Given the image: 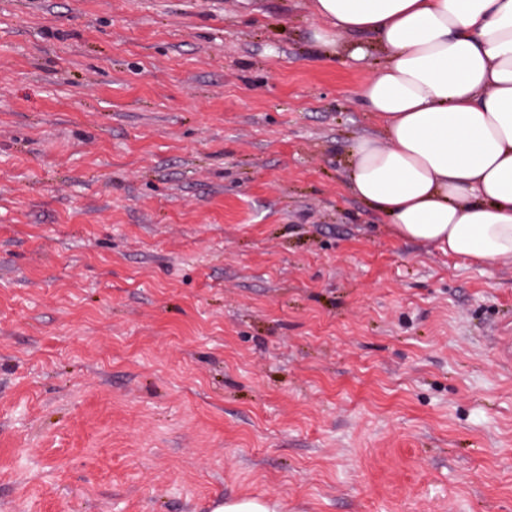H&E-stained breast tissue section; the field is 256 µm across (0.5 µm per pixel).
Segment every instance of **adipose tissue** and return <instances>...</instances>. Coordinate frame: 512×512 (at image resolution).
<instances>
[{
	"mask_svg": "<svg viewBox=\"0 0 512 512\" xmlns=\"http://www.w3.org/2000/svg\"><path fill=\"white\" fill-rule=\"evenodd\" d=\"M325 54L384 56L359 98L383 139L350 149L349 187L396 237L512 264V0H311ZM371 33L374 47L342 42Z\"/></svg>",
	"mask_w": 512,
	"mask_h": 512,
	"instance_id": "ef3b65f1",
	"label": "adipose tissue"
}]
</instances>
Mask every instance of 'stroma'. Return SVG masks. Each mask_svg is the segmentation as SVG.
I'll return each mask as SVG.
<instances>
[{"label": "stroma", "instance_id": "stroma-1", "mask_svg": "<svg viewBox=\"0 0 512 512\" xmlns=\"http://www.w3.org/2000/svg\"><path fill=\"white\" fill-rule=\"evenodd\" d=\"M318 24L0 0V512H512V266L348 190ZM279 503L263 497L224 499L213 512H276Z\"/></svg>", "mask_w": 512, "mask_h": 512}]
</instances>
